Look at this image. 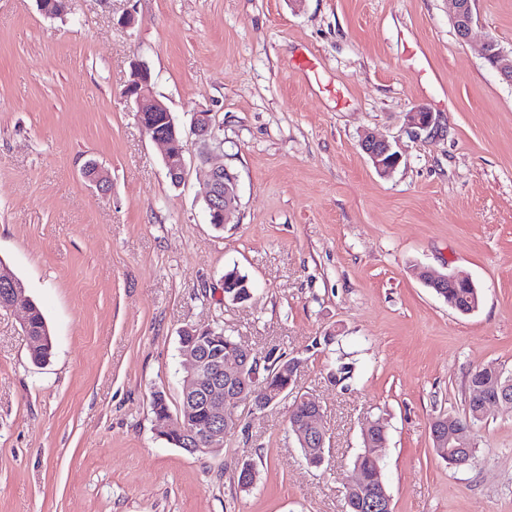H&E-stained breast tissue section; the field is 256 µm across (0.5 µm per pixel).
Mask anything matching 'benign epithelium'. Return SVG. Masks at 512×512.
<instances>
[{"instance_id":"1","label":"benign epithelium","mask_w":512,"mask_h":512,"mask_svg":"<svg viewBox=\"0 0 512 512\" xmlns=\"http://www.w3.org/2000/svg\"><path fill=\"white\" fill-rule=\"evenodd\" d=\"M453 5L452 22L456 23L459 39L466 41L475 22L472 0H453ZM481 55L484 60L491 61L493 69L503 80L512 84V53H507L496 40L489 38L482 45ZM124 96L132 106L135 119L144 134L163 146L167 177L175 186H180L187 172L185 150H171L172 139L178 137L180 127L167 106L153 94L146 62L136 60L132 63ZM409 123L414 129L427 131L433 127L435 119L431 113L417 109L409 113ZM190 132L197 140L210 145V141L215 139L210 113H192ZM360 148L381 174L390 173L400 162L398 152L385 138L368 135L360 141ZM200 173L207 186L206 205L210 220L214 224L227 223L238 200L237 176L224 166H203ZM83 177L102 194L110 190L108 171L95 161L83 169ZM418 277L431 288L473 285V281L468 278L435 274L424 268L418 271ZM5 306L23 313L22 327L25 332H30L31 311L24 289L12 288ZM184 333L196 340V343L186 346L182 351L186 361V372L182 377L183 405L177 415L167 412L157 418V426L166 436L173 432L179 437H186L181 446L188 453L205 456L224 447V436L235 424L233 415L236 408L246 405L251 412H261L276 402L277 398L258 381V375L251 371L253 360L258 358L253 350L239 344L226 355L224 348L209 342L212 329L186 328ZM508 385L509 382L499 380L492 390L478 387L475 397L480 399L481 411L486 412L492 406L512 407ZM302 402L309 406V414L301 420L291 419L289 429L294 431L297 441L319 446L324 456L331 452V442L321 425V406L308 396L298 397L297 403ZM445 423L448 424L446 428L430 426L436 447L461 455L469 452L473 447L472 438L462 436L455 418L449 417ZM389 502L387 492L372 493L366 499L365 509L367 512H387Z\"/></svg>"}]
</instances>
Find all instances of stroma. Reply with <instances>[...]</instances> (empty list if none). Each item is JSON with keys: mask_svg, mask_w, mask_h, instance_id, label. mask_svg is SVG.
Instances as JSON below:
<instances>
[{"mask_svg": "<svg viewBox=\"0 0 512 512\" xmlns=\"http://www.w3.org/2000/svg\"><path fill=\"white\" fill-rule=\"evenodd\" d=\"M473 11L464 42L450 0H73L61 18L0 0V262L53 338L33 364L20 312L0 308V512H343L375 420L393 512H512V407L478 426L470 466L430 435L465 415L474 371L512 373V84L477 52L512 51V0ZM136 59L177 123L209 112L223 143L185 135L177 188L123 95ZM418 108L434 134L408 126ZM368 132L401 153L390 175L361 152ZM204 160L238 178L221 229ZM420 265L470 277L479 308L449 307ZM231 266L245 302L224 298ZM191 326L298 359L333 445L321 467L285 400L238 407L211 455L160 435L152 397L177 408ZM340 357L355 371L336 383ZM248 291H252L248 276L242 274L237 267H232L224 272V298L245 299L248 297Z\"/></svg>", "mask_w": 512, "mask_h": 512, "instance_id": "stroma-1", "label": "stroma"}]
</instances>
